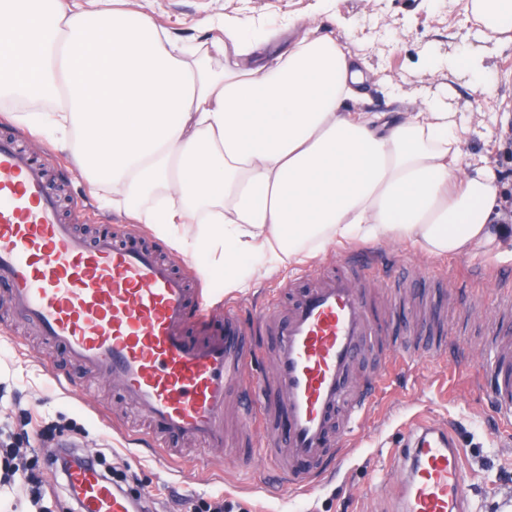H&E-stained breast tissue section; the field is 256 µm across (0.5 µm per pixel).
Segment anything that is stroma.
<instances>
[{
    "mask_svg": "<svg viewBox=\"0 0 512 512\" xmlns=\"http://www.w3.org/2000/svg\"><path fill=\"white\" fill-rule=\"evenodd\" d=\"M317 0H150L157 24L179 36L204 40L212 16L247 17L269 27L286 18L305 21ZM464 0H334L336 18L324 21L329 33L369 64L362 86L366 112H412L423 100L439 97L457 114L461 165L484 161L497 172L503 198H512V46L501 48L465 14ZM470 53L485 56L493 94H480L467 73L449 72L448 59ZM438 64L426 73L425 59ZM371 250L416 260L425 270V287L399 295L369 281V298L387 322L383 349L358 372L389 369L392 383L377 394L360 422L346 458L312 495L301 497L272 476L266 461L226 458L209 461L184 450L174 461L159 459L153 448L128 439L111 413H124L129 427L144 429L142 417L127 412L120 388L109 380L75 371L78 383L93 391L91 403L60 391L48 364L65 366L60 351L31 327L7 320L0 302V443L21 448L36 474H45L51 448L67 442L84 452L114 451L131 489L144 491L157 512H206L216 495L224 512H387L396 494L400 450L414 421L447 424L466 454L463 471L475 512H495L501 495L512 491V442L501 440L489 397L478 386V363L457 364L430 353L408 366L390 361L386 347L404 351L416 331V315H445V330L478 344V320L459 321L457 299L491 309L495 291L476 278L479 270L512 274L511 260L476 251L469 256H429L399 241L374 242ZM343 244H331L304 263L274 269L256 278L235 300L260 304L266 294L284 291L289 280L334 266Z\"/></svg>",
    "mask_w": 512,
    "mask_h": 512,
    "instance_id": "obj_1",
    "label": "stroma"
}]
</instances>
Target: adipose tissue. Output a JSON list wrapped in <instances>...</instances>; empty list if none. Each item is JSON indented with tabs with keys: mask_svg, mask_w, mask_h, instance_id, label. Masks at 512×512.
Returning a JSON list of instances; mask_svg holds the SVG:
<instances>
[{
	"mask_svg": "<svg viewBox=\"0 0 512 512\" xmlns=\"http://www.w3.org/2000/svg\"><path fill=\"white\" fill-rule=\"evenodd\" d=\"M124 2L0 0V110L54 135L94 195L203 257L225 292L344 240L512 247L497 174L461 167L447 103L345 110L365 63L319 18L256 34L227 17L192 43ZM465 10L512 30V0Z\"/></svg>",
	"mask_w": 512,
	"mask_h": 512,
	"instance_id": "obj_1",
	"label": "adipose tissue"
}]
</instances>
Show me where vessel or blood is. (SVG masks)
Instances as JSON below:
<instances>
[{"label": "vessel or blood", "instance_id": "obj_1", "mask_svg": "<svg viewBox=\"0 0 512 512\" xmlns=\"http://www.w3.org/2000/svg\"><path fill=\"white\" fill-rule=\"evenodd\" d=\"M0 136V288L13 314L34 324L69 365L54 375L70 390V368L122 386L125 401L155 425L149 445L168 457L179 447L223 450L224 405L238 384L247 421L263 420L270 461L289 489L310 493L324 483L327 460L342 458L384 373L352 392L356 363L382 334L362 287V272L385 268L384 287L415 283L398 259L366 249L342 252L335 271L292 290L288 305L266 301L253 321L243 307L204 305L198 282L162 259L140 233H79L60 217L46 164ZM494 312L483 318L480 345L486 388L503 439L512 438V277L496 276ZM272 353L271 373L251 374L257 351ZM427 349L467 361L464 339L439 338ZM462 449L448 430L417 423L407 441L394 512H470ZM81 512H131L92 469H77Z\"/></svg>", "mask_w": 512, "mask_h": 512}]
</instances>
